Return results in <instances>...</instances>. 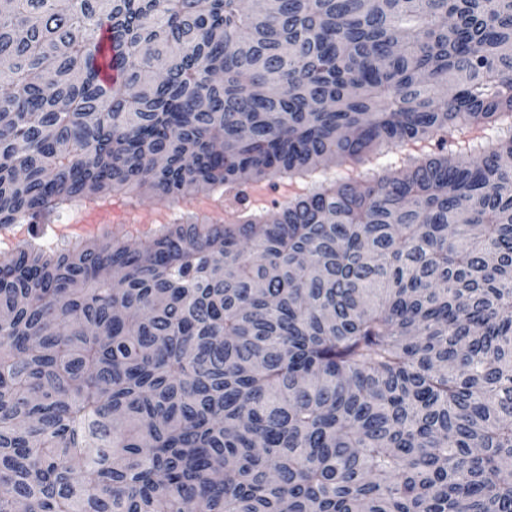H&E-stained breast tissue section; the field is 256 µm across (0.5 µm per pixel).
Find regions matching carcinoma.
<instances>
[{"label": "carcinoma", "instance_id": "obj_1", "mask_svg": "<svg viewBox=\"0 0 512 512\" xmlns=\"http://www.w3.org/2000/svg\"><path fill=\"white\" fill-rule=\"evenodd\" d=\"M507 124L512 0H9L0 230L239 207L0 252V512H512ZM181 201L183 200H168L164 202L145 200L139 202L129 195L112 193L105 201L111 205L109 222L99 225H101L103 233H108L109 235H112V233H124L130 230V225L135 224V222L149 212L173 209L179 206L182 203Z\"/></svg>", "mask_w": 512, "mask_h": 512}]
</instances>
